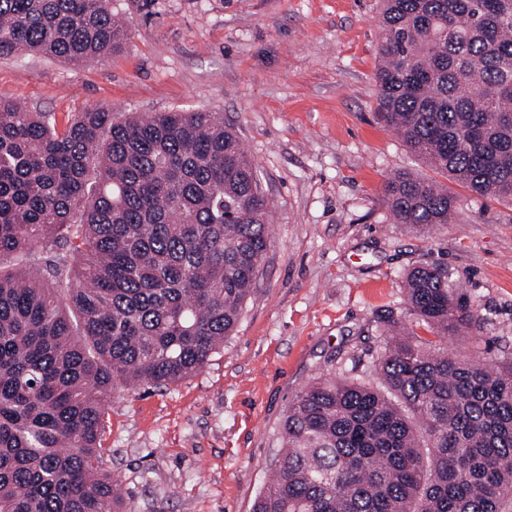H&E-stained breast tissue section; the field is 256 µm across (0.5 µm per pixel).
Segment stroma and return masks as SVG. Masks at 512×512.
Returning <instances> with one entry per match:
<instances>
[{
  "instance_id": "35a3bbf8",
  "label": "stroma",
  "mask_w": 512,
  "mask_h": 512,
  "mask_svg": "<svg viewBox=\"0 0 512 512\" xmlns=\"http://www.w3.org/2000/svg\"><path fill=\"white\" fill-rule=\"evenodd\" d=\"M121 51L73 65L0 56V99L65 116L99 108L224 115L271 204L256 285L224 348L166 387L116 389L99 465L125 512H252L289 403L315 378L377 384V317L415 318L401 288L447 268L483 327L449 352L512 358V201L453 191L462 214L423 232L386 219L398 171L444 181L376 117L380 0H112Z\"/></svg>"
}]
</instances>
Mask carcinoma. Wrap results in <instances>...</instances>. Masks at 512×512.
Returning <instances> with one entry per match:
<instances>
[{"label": "carcinoma", "instance_id": "1", "mask_svg": "<svg viewBox=\"0 0 512 512\" xmlns=\"http://www.w3.org/2000/svg\"><path fill=\"white\" fill-rule=\"evenodd\" d=\"M382 121L472 193L512 199V0H383ZM112 0H0V54L74 65L122 49ZM395 224L452 223L454 193L400 172ZM256 166L218 112H33L0 100V512H122L98 466L114 382L168 386L232 334L268 247ZM374 362L289 404L252 512H512V359L448 355L478 305L422 266Z\"/></svg>", "mask_w": 512, "mask_h": 512}]
</instances>
